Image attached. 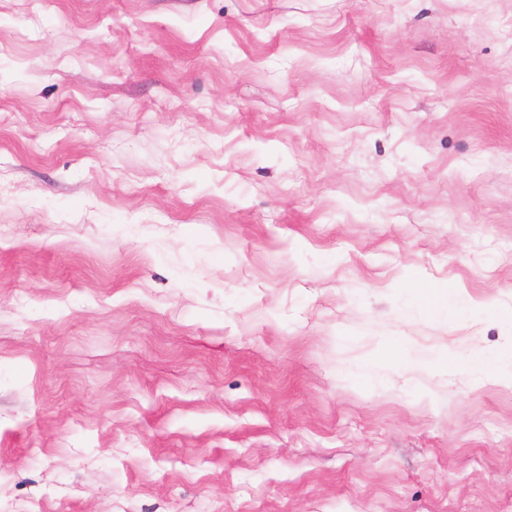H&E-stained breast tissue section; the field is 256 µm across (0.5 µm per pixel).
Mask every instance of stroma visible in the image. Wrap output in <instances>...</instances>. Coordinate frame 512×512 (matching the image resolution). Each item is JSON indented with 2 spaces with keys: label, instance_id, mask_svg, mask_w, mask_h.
Wrapping results in <instances>:
<instances>
[{
  "label": "stroma",
  "instance_id": "obj_1",
  "mask_svg": "<svg viewBox=\"0 0 512 512\" xmlns=\"http://www.w3.org/2000/svg\"><path fill=\"white\" fill-rule=\"evenodd\" d=\"M512 0H0V512H512ZM470 373L474 377L488 374L490 371L504 373L508 365L496 354L486 353L472 356L469 360Z\"/></svg>",
  "mask_w": 512,
  "mask_h": 512
}]
</instances>
